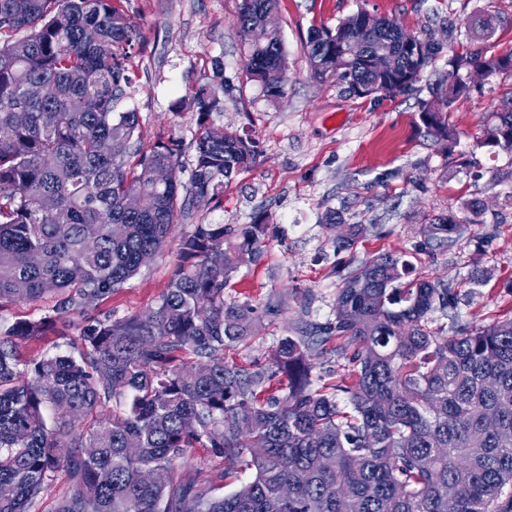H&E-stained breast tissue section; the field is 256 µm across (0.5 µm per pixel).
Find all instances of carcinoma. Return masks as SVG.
Segmentation results:
<instances>
[{
	"instance_id": "1",
	"label": "carcinoma",
	"mask_w": 512,
	"mask_h": 512,
	"mask_svg": "<svg viewBox=\"0 0 512 512\" xmlns=\"http://www.w3.org/2000/svg\"><path fill=\"white\" fill-rule=\"evenodd\" d=\"M277 5L241 0L236 24L250 79L274 100L288 66L280 31L263 17ZM380 44L394 51L392 76L372 67ZM139 45L122 0H0V308L54 297L55 314H83L188 215L178 146L133 149L139 115L116 111ZM442 51L433 33L364 11L308 38L314 76H336L362 97L410 89L396 79L418 78ZM448 66L420 107L445 152L466 73L511 72L512 53L453 51ZM34 82L55 97L28 98ZM239 94L217 63L189 98L201 125L188 195L198 207L219 206L259 154L256 139L206 125ZM106 142L118 151H103ZM476 147L512 153V97L486 118ZM158 169L170 170L166 182L154 179ZM131 195L141 199L135 211ZM458 229L440 217L423 232L442 244ZM368 231L349 224L336 247ZM267 233L260 220L194 225L157 307L145 318H86L76 357L22 358L19 343L38 339L50 316L0 325V512H39L59 472L67 488L55 512H183L189 501L196 512H267L283 483L292 496L282 512H448L450 499L456 512H512V316L458 321L443 336L429 315L455 309L454 290L405 281L410 263L383 253L343 278L332 319L283 338L268 365L228 364L224 346L251 336L258 310L225 303L224 288L258 259ZM333 342L353 369L330 392L313 387L311 360ZM271 384L276 393L259 397ZM194 448L224 460L219 478L239 464L253 478L213 495L178 471ZM151 469L166 479L145 481Z\"/></svg>"
}]
</instances>
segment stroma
I'll list each match as a JSON object with an SVG mask.
<instances>
[{
    "instance_id": "obj_1",
    "label": "stroma",
    "mask_w": 512,
    "mask_h": 512,
    "mask_svg": "<svg viewBox=\"0 0 512 512\" xmlns=\"http://www.w3.org/2000/svg\"><path fill=\"white\" fill-rule=\"evenodd\" d=\"M240 0H126L138 24L142 50L133 64V88L120 107L138 112L140 143L180 145L176 178L189 188L198 117L186 105L192 85L208 81L215 62L243 93L209 123L225 132L255 135L260 154L235 177L217 208L192 209L175 225L154 260L124 286L95 300L91 316L126 318L155 308L176 268L178 243L198 224L236 227L254 219L270 229L258 260L241 267L224 290L226 303L258 306L261 318L246 341L224 351L240 365L267 363L279 340L300 327L330 319L341 277L377 254L402 255L413 277L439 280L457 294L455 313L431 315L432 328L450 333L455 321L486 325L512 315V154L475 146L483 117L512 96V73L497 72L459 97L449 121L457 131L456 164H449L418 118L420 101L448 71L439 54L405 94L358 97L336 78L313 76L307 41L311 28H335L363 10L398 22L407 32L442 34L449 22L500 16L492 33L459 30L456 49L485 56L512 52V0H279L274 16L284 42L288 85L273 100L246 79L247 58L236 34ZM480 202L473 217L469 205ZM346 223L371 225L349 249H337L324 226L327 211ZM459 225L450 245H428L424 225L438 217ZM223 460L204 449L185 469L216 483L218 495L250 481L252 471L222 480Z\"/></svg>"
}]
</instances>
